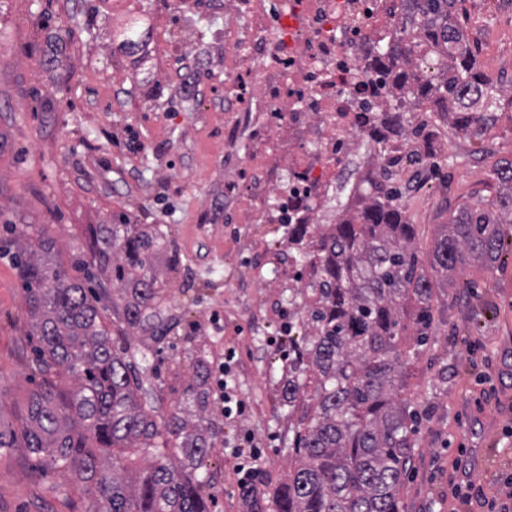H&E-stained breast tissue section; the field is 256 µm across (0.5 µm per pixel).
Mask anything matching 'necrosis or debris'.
Returning <instances> with one entry per match:
<instances>
[{
	"label": "necrosis or debris",
	"mask_w": 512,
	"mask_h": 512,
	"mask_svg": "<svg viewBox=\"0 0 512 512\" xmlns=\"http://www.w3.org/2000/svg\"><path fill=\"white\" fill-rule=\"evenodd\" d=\"M417 19L403 0H225L224 139L250 141L224 182L239 224L335 223L336 199L398 167L424 118L405 104L389 150L370 114L391 112L369 62Z\"/></svg>",
	"instance_id": "1"
}]
</instances>
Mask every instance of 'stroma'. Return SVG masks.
I'll return each instance as SVG.
<instances>
[{"instance_id": "35a3bbf8", "label": "stroma", "mask_w": 512, "mask_h": 512, "mask_svg": "<svg viewBox=\"0 0 512 512\" xmlns=\"http://www.w3.org/2000/svg\"><path fill=\"white\" fill-rule=\"evenodd\" d=\"M465 17L482 18L469 35L478 66L497 84L512 80V20L498 0H462ZM210 21V46L178 57L185 22ZM151 32L147 52L126 57L113 38L130 21ZM62 35L70 78L58 84L42 58L47 39ZM224 34L222 0L203 8L177 0H6L0 6V246L14 226L39 225L55 243L56 262L96 289L76 257L88 254L94 225L126 213L156 224L181 262L161 265L162 316L169 340L131 333L128 342L161 410L185 403L191 359L210 367L225 349L239 357L235 383L245 413L224 417L207 383L205 426L214 432L198 469L212 494L211 512H244L236 449L253 434L263 476L282 482L294 458L287 410L278 395L288 359L269 346L288 320V289H271L288 238L281 225L253 227L256 246L241 240L224 202ZM428 183L413 163L396 173L416 245L429 254L442 226L470 197H493L494 168L512 160V108L485 127L465 130L443 120ZM436 321L428 346L402 381L401 397L418 415L410 467L400 488L406 512H489L512 481V250L497 266L458 269L434 279ZM26 304L10 255L0 256V436L19 428L39 377L37 342L25 325ZM73 476L43 475L24 449L0 448V512H85Z\"/></svg>"}]
</instances>
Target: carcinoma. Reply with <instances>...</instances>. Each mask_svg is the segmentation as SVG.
<instances>
[{
	"mask_svg": "<svg viewBox=\"0 0 512 512\" xmlns=\"http://www.w3.org/2000/svg\"><path fill=\"white\" fill-rule=\"evenodd\" d=\"M412 2L422 23L400 31L395 43H381L387 56L375 59L385 84L439 105L440 115H452L461 128L479 125L502 95L477 66L459 23V0ZM121 36L125 54L148 46L146 31L130 27ZM432 55L442 58L435 76L421 67ZM48 68L58 78L66 73L60 41L52 45ZM396 129V113L374 118L377 143H389ZM502 181L494 200L461 205L426 261L390 173L369 180L352 218L325 225L318 281L303 289V304L289 300L308 327L300 338L288 337L293 358L282 387L295 464L286 483L259 476L242 486L249 512L269 506L273 512H403L399 489L416 429L411 404L396 389L434 322L426 270L446 277L473 261L494 267L504 246L501 225L512 224V162ZM286 228L297 245L292 263L301 267L309 226ZM92 235L85 263L125 293L123 322L162 338L167 325L157 268L179 263L166 235L124 214L95 225ZM20 238L15 258L43 379L20 418L21 447L45 471L73 473L88 496L86 512H209L210 493L195 471L213 433L194 422L208 403V361L192 363L199 412L182 406L161 412L129 349L114 348L103 294L88 293L57 266L54 242L34 225H25ZM142 451L153 461L131 481L124 461Z\"/></svg>",
	"mask_w": 512,
	"mask_h": 512,
	"instance_id": "1",
	"label": "carcinoma"
}]
</instances>
